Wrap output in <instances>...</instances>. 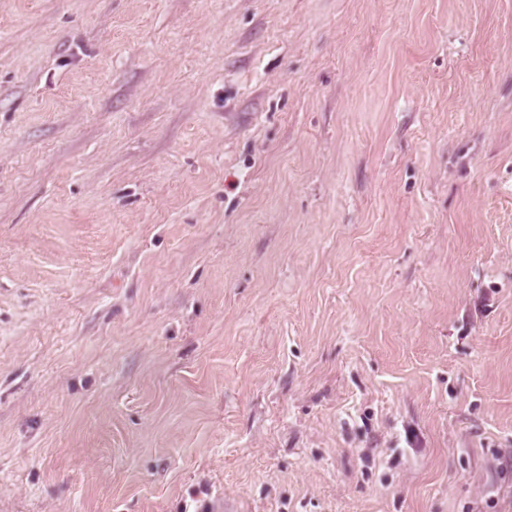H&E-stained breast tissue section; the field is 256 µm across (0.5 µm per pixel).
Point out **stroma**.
<instances>
[{
	"label": "stroma",
	"instance_id": "stroma-1",
	"mask_svg": "<svg viewBox=\"0 0 512 512\" xmlns=\"http://www.w3.org/2000/svg\"><path fill=\"white\" fill-rule=\"evenodd\" d=\"M512 0H0V512H512Z\"/></svg>",
	"mask_w": 512,
	"mask_h": 512
}]
</instances>
